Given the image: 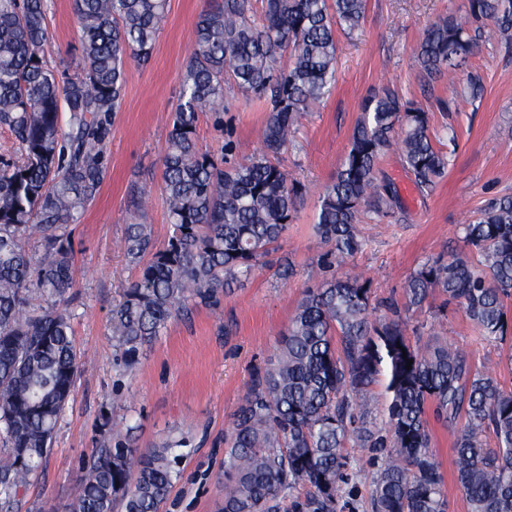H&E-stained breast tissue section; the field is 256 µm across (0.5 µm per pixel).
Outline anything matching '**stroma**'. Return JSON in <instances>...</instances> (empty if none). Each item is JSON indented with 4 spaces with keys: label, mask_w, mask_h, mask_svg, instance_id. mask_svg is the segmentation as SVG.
Segmentation results:
<instances>
[{
    "label": "stroma",
    "mask_w": 512,
    "mask_h": 512,
    "mask_svg": "<svg viewBox=\"0 0 512 512\" xmlns=\"http://www.w3.org/2000/svg\"><path fill=\"white\" fill-rule=\"evenodd\" d=\"M215 0H168L147 64L128 60L121 106L104 145L106 175L79 223L69 228L74 248L73 285L56 303L71 314L72 338L92 368L78 377L59 422L41 474L28 485L19 512H69L82 463L109 434L110 422L132 426L139 451L162 440L191 435L181 475L162 512H221L224 502V435L231 413L244 398L253 369L273 355L279 333L306 289L309 270L325 251L314 231L318 194L334 180L350 148L354 125L369 96L387 86L431 114V130L450 157L448 173L428 192L415 188L396 153L378 165L379 180L393 182L403 212L380 219L363 212L359 229L366 246L349 264L371 280L374 299L403 302L404 286L428 259L440 253H469L462 231L488 201L512 195V45L484 43L469 61L482 77L481 98L456 97L447 78L420 80L413 52L423 32L454 14L467 0H366L364 17L352 32H337L336 83L319 110L303 117L281 166L308 192L272 260L290 262L295 274L282 280L257 271L215 307L196 306L173 317L161 338L146 347L130 369L116 365L112 310L124 289L137 281L120 248L127 224L151 225L157 241L168 229L162 194L167 133L179 98V78L191 52L198 15ZM47 61L77 74L82 67L79 24L72 0H48ZM456 98L455 111L439 101ZM266 114L261 102L226 87L220 113L200 114V148L222 157L225 144L258 148ZM410 341H447L474 366L493 364L505 389H512V343L495 342L455 304L431 295L409 312ZM432 450L440 464L448 512H468L453 473L451 428L430 423ZM348 481L336 512H371L377 466L365 448L348 449Z\"/></svg>",
    "instance_id": "35a3bbf8"
}]
</instances>
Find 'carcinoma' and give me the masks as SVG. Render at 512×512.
Here are the masks:
<instances>
[{"instance_id":"carcinoma-1","label":"carcinoma","mask_w":512,"mask_h":512,"mask_svg":"<svg viewBox=\"0 0 512 512\" xmlns=\"http://www.w3.org/2000/svg\"><path fill=\"white\" fill-rule=\"evenodd\" d=\"M365 7L366 0H263L258 17L253 0H219L199 14L163 157L170 234L159 246L150 225L135 223L123 237L128 262L141 267L112 312L124 367L138 363L173 314L191 302L217 306L270 266L306 195L276 158L300 118L334 88L336 28L355 30ZM166 10L167 0H73L84 67L70 77L44 56L47 0H0V126L14 135L18 153L0 166V512H13L40 474L81 371L67 312L34 308L30 295L72 287L67 229L104 180L102 145L122 100L126 61L149 62ZM492 37L512 42V0H467L465 21L450 15L417 44L420 79L444 72L457 79L479 41ZM285 54L290 65L282 69ZM228 83L263 100L268 118L259 150L224 167L194 134L199 113L219 111ZM462 85L470 99L480 98L478 74L469 72ZM430 121L390 89L366 100L350 149L319 195L315 231L327 246L320 260L326 279L304 292L224 435L223 512H284L286 495L300 488V512H336L350 445L387 449L373 512H448L431 416L462 420L453 466L470 512H512V390L446 342L411 344L403 318L437 291L488 338L512 335L504 304L512 295V196L489 201L463 226L476 261L460 254L429 260L408 280L404 305L381 300L384 314L374 320L370 279L336 273L365 244L361 209L381 219L401 207L395 188L377 182L382 153L398 151L421 193L445 177L449 158L435 146ZM33 236L37 256L24 246ZM384 372L389 403L376 423L364 398ZM131 431L112 426L82 465L71 512H160L180 475L176 449L189 439L140 453Z\"/></svg>"}]
</instances>
